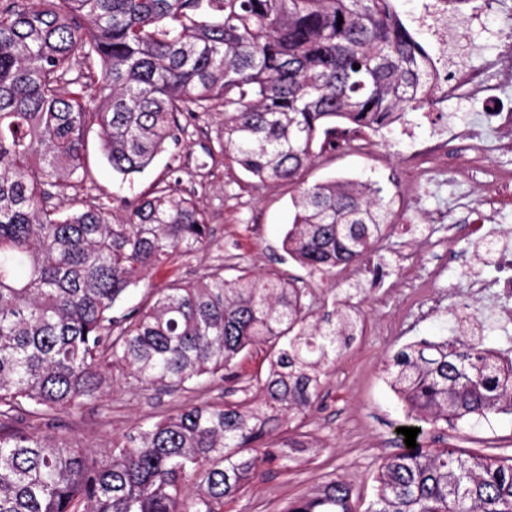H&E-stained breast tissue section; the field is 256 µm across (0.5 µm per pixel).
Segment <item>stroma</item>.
<instances>
[{"instance_id": "35a3bbf8", "label": "stroma", "mask_w": 512, "mask_h": 512, "mask_svg": "<svg viewBox=\"0 0 512 512\" xmlns=\"http://www.w3.org/2000/svg\"><path fill=\"white\" fill-rule=\"evenodd\" d=\"M401 18L433 54L444 55L449 68L482 67L512 37V11L472 19L465 0L449 19L424 13L420 0H394ZM442 110L449 160H456L467 132L482 124L486 139L500 133L483 100L449 96ZM222 121L207 112L188 122L179 149L159 155L143 173L120 181L101 152L97 135H90L87 160L94 183L85 195L90 203L120 207L122 200L150 192L163 180H179L209 213L212 229L204 250L176 255L163 267L148 271L128 293L123 309L141 306L152 292L174 282L197 279L209 268L223 265L225 277L245 270L256 277L277 270L302 277L317 313L331 309L334 301L351 297L364 317V328L331 367L324 382L320 411L308 415L303 431L310 444L296 460L266 469L263 478L243 494L225 501L224 512H281L285 504L303 497L332 478L352 489L358 508L373 497L372 477L381 461L400 449L397 429L404 412L386 383V365L404 345L420 339L441 341L455 336L450 314L435 313L415 322L407 316L417 299L436 297L458 289L464 303L483 321L485 347L512 353V323L500 319L497 303L469 296L467 274L472 247L465 226L469 214L453 209L454 199L481 206L496 200V223L512 230V198L494 199L490 177L452 181L441 163H434V181L419 198H410L414 185L411 153L416 144L431 141L437 127L424 112H411L403 123L377 133L375 152L362 150L325 154L315 159L304 178L314 184L331 179H370L396 199V217L389 233L377 245L382 278H373L369 265L360 270L337 269L329 276H306L303 268L282 249L284 232L291 224L288 184L260 183L217 152L216 138ZM233 384L216 381L200 390L140 391L120 381L109 395L89 403L78 415L56 413L57 432L98 450L130 428L148 424L204 398L229 399ZM444 443L463 450L512 455V415L444 433Z\"/></svg>"}]
</instances>
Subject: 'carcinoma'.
<instances>
[{"mask_svg":"<svg viewBox=\"0 0 512 512\" xmlns=\"http://www.w3.org/2000/svg\"><path fill=\"white\" fill-rule=\"evenodd\" d=\"M343 21H338V18ZM360 68L355 69L353 65ZM439 102L431 56L393 0H4L0 3V512H224L308 447L302 418L363 329L349 300L317 316L299 279L224 267L114 314L175 253L207 246V212L169 181L124 218L81 199L97 128L126 180L182 144L183 121L224 115V159L294 184L284 252L311 274L364 261L392 223L376 182L309 185L345 132H377ZM269 362L262 399L202 401L101 451L32 424L131 379L185 390ZM412 427L512 415V359L466 337L420 340L386 369ZM285 423L288 437L275 432ZM418 447L386 457L364 512H512V456ZM281 512H358L330 479ZM268 368V361L265 360V355L258 351H253L250 356L241 359L236 367V371L244 378L266 373Z\"/></svg>","mask_w":512,"mask_h":512,"instance_id":"cac0c4a2","label":"carcinoma"}]
</instances>
